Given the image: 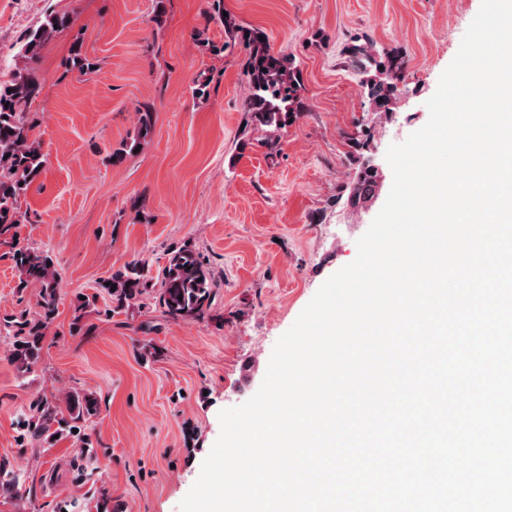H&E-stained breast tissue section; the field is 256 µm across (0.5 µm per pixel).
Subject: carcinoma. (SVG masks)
Here are the masks:
<instances>
[{"mask_svg": "<svg viewBox=\"0 0 512 512\" xmlns=\"http://www.w3.org/2000/svg\"><path fill=\"white\" fill-rule=\"evenodd\" d=\"M224 0H210L207 21L224 26L228 40L217 46L202 41L217 55L233 52L237 47L246 52L244 75L249 89L244 102L245 130L265 134L267 145L275 149V136L293 126L307 110V97L295 58L274 51L269 36L259 27L236 23L223 15ZM71 26L66 14L52 12L25 36L21 53L33 59L48 37ZM349 62L362 82L374 89V106L379 112L390 111L389 104L403 81L404 61L400 54L389 51L380 54L370 45L354 44L349 48ZM98 62L88 58L80 39L70 48L66 71L83 75L94 73ZM43 90L38 69L31 66L0 80V248H8L7 255L19 273L18 292L34 286L39 288V304L43 313L34 319L13 316L6 324L13 328V341L8 361L16 373L26 377L34 372L43 349V342L52 323L60 300L56 284L58 272L51 255L35 247L19 243V227L26 220L20 211V199L36 181L46 165V156L40 142L34 137L36 122L27 113V106ZM154 112L144 105L137 112V132L121 140L109 156L112 165L122 164L141 145L153 129ZM150 266L142 259H134L112 272L105 281L104 291L110 297V312L128 311L141 298L156 290V300L166 316L173 320L199 318L211 306L217 284L211 277L202 255L190 246L169 253L166 265L156 277L149 276ZM116 289H111V285ZM97 295L85 297L74 310L73 328L81 332L85 309L95 305ZM30 414L24 425L35 440L47 443L55 436L80 437L78 430L99 411L97 398L74 391L68 394L65 405L46 396H35L29 405ZM22 493L19 480L8 464L0 463V490Z\"/></svg>", "mask_w": 512, "mask_h": 512, "instance_id": "carcinoma-1", "label": "carcinoma"}]
</instances>
